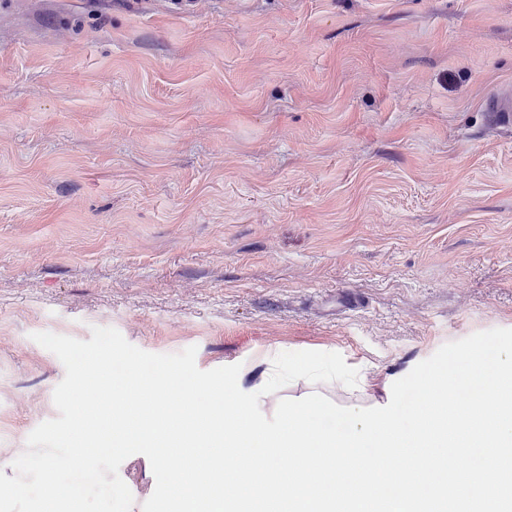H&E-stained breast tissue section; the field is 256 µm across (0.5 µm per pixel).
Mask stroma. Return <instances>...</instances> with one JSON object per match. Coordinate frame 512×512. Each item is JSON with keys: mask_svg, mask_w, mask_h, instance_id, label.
<instances>
[{"mask_svg": "<svg viewBox=\"0 0 512 512\" xmlns=\"http://www.w3.org/2000/svg\"><path fill=\"white\" fill-rule=\"evenodd\" d=\"M506 86L512 0H0V471L58 416L38 332L244 390L264 350L404 376L512 328Z\"/></svg>", "mask_w": 512, "mask_h": 512, "instance_id": "obj_1", "label": "stroma"}]
</instances>
